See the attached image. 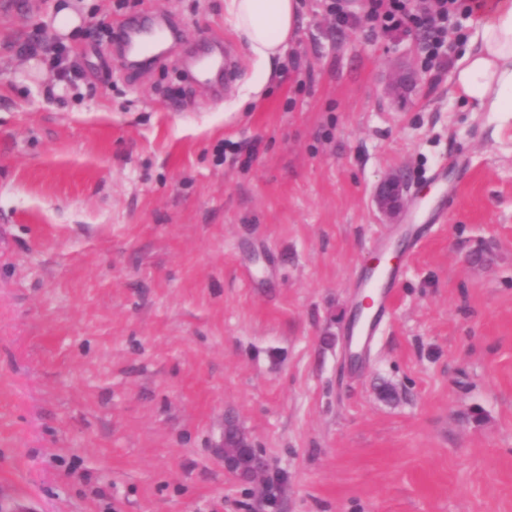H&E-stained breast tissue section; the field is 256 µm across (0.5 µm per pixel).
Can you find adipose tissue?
<instances>
[{
	"mask_svg": "<svg viewBox=\"0 0 512 512\" xmlns=\"http://www.w3.org/2000/svg\"><path fill=\"white\" fill-rule=\"evenodd\" d=\"M299 0H224V11L256 69L250 92H260L298 26ZM454 91L477 110L512 113V0H493L479 12L474 47L460 59Z\"/></svg>",
	"mask_w": 512,
	"mask_h": 512,
	"instance_id": "1",
	"label": "adipose tissue"
}]
</instances>
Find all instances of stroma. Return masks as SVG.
I'll return each instance as SVG.
<instances>
[{
	"label": "stroma",
	"instance_id": "1",
	"mask_svg": "<svg viewBox=\"0 0 512 512\" xmlns=\"http://www.w3.org/2000/svg\"><path fill=\"white\" fill-rule=\"evenodd\" d=\"M31 2L0 8V505L512 512V114L453 92L469 21L430 66L425 30H385L372 0H301L248 100L224 0H90L63 80L55 0ZM149 16L181 46L123 71L106 34ZM217 44L219 97L182 77ZM406 67L424 79L394 94ZM396 171L392 221L374 194ZM421 213L350 366L354 279ZM228 422L264 477L225 473Z\"/></svg>",
	"mask_w": 512,
	"mask_h": 512
}]
</instances>
